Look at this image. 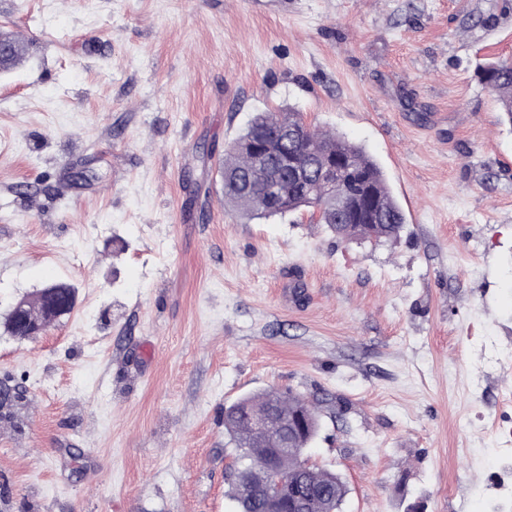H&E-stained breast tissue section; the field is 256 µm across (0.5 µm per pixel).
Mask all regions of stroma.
Listing matches in <instances>:
<instances>
[{"instance_id": "1", "label": "stroma", "mask_w": 512, "mask_h": 512, "mask_svg": "<svg viewBox=\"0 0 512 512\" xmlns=\"http://www.w3.org/2000/svg\"><path fill=\"white\" fill-rule=\"evenodd\" d=\"M43 1L0 0V512H235L224 409L270 388L318 400L341 512H512V128L477 73L512 0ZM288 106L381 166L397 241L225 207V148ZM41 292H43L47 298L44 314L49 324L58 321L62 316L70 313L72 308L70 299L58 297L56 289L54 288H44ZM23 309L24 304L19 300L12 307L8 325L11 334L16 338L24 339L40 335L45 328L43 322L41 320H28L23 313Z\"/></svg>"}]
</instances>
